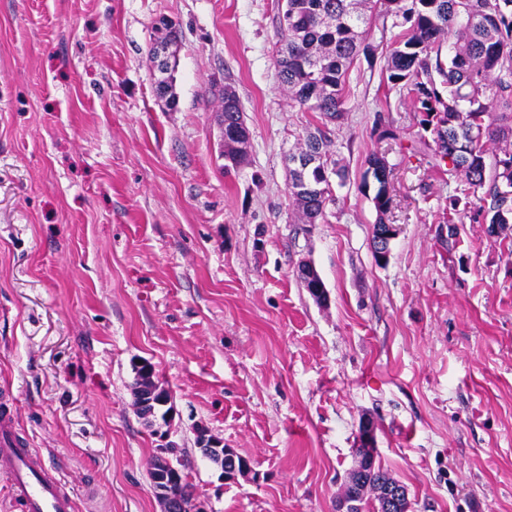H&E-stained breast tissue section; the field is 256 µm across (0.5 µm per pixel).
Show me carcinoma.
Masks as SVG:
<instances>
[{"instance_id":"carcinoma-1","label":"carcinoma","mask_w":512,"mask_h":512,"mask_svg":"<svg viewBox=\"0 0 512 512\" xmlns=\"http://www.w3.org/2000/svg\"><path fill=\"white\" fill-rule=\"evenodd\" d=\"M280 16L281 40L275 68L279 85L305 112L321 119L317 133L288 158L314 154L319 166L299 172L288 167L289 195L301 208L304 223L316 224L336 204L331 192L309 186L325 185L322 167L345 172L328 151L329 126L346 112L351 96L350 68L360 56L374 53L369 39L370 11L396 19L401 28L386 62L391 88L405 91L422 112L421 125L436 134V156L463 174L465 186L449 197V209L475 198L483 205L479 216L504 229L512 224V149L493 155L489 141L512 140V0H284ZM454 37L448 57L442 58V41ZM220 116L233 119L242 112L240 99L230 87L216 89ZM367 172L377 183L374 207L384 223L393 198L389 191L391 169L384 157H367Z\"/></svg>"}]
</instances>
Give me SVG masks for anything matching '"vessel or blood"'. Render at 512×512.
<instances>
[{
	"mask_svg": "<svg viewBox=\"0 0 512 512\" xmlns=\"http://www.w3.org/2000/svg\"><path fill=\"white\" fill-rule=\"evenodd\" d=\"M0 476L9 483L25 512H76V499L29 448L9 408H0Z\"/></svg>",
	"mask_w": 512,
	"mask_h": 512,
	"instance_id": "vessel-or-blood-1",
	"label": "vessel or blood"
}]
</instances>
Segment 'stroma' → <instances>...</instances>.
Returning <instances> with one entry per match:
<instances>
[{"mask_svg":"<svg viewBox=\"0 0 512 512\" xmlns=\"http://www.w3.org/2000/svg\"><path fill=\"white\" fill-rule=\"evenodd\" d=\"M282 0H0V402L78 512H160L159 439L133 366L206 512H336L360 426L410 512H512V224L490 232L441 165L380 54L349 73L335 206L303 224L285 157L319 126L277 79ZM178 31L176 103L155 89L154 25ZM237 93L245 165L225 170L213 85ZM397 225L373 256L376 183ZM311 263L328 300L297 270ZM247 458L226 484L199 431ZM368 165L367 172L371 173L377 183L374 197L372 198L374 207L378 213L376 224H382L377 238L373 241V253L379 265H385L389 254L391 241L397 235V227L394 224H385V216L390 212L393 198L389 191V177L391 169L383 156L377 153H371L366 160ZM379 173L383 176L380 178ZM139 386L142 387L141 391L143 396L145 397L146 402L155 401L156 406H164L166 405L165 400L163 399V395L159 397V400L157 399V394H155V391L157 389L154 380L150 376H142L141 381L139 382ZM132 394H133V400L134 405L139 413V415L146 421V419H149V426L153 427L156 424V421L154 420L156 418V409L155 406H152L151 409L146 412L143 411V408L147 406L150 403H140L137 397V389L136 387L132 388Z\"/></svg>","mask_w":512,"mask_h":512,"instance_id":"35a3bbf8","label":"stroma"}]
</instances>
